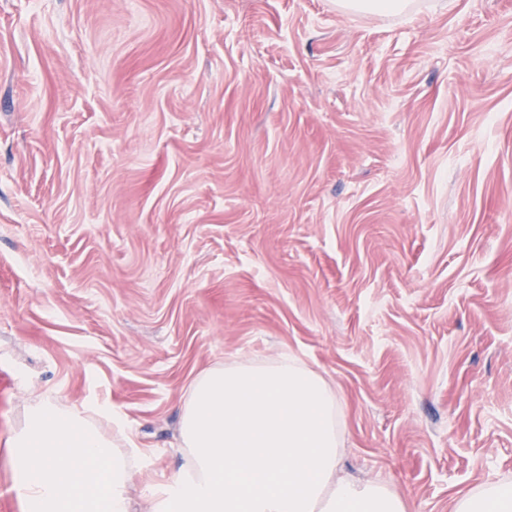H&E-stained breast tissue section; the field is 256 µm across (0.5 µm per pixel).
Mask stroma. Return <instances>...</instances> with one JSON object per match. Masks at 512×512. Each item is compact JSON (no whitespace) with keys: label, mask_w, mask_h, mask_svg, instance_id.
I'll use <instances>...</instances> for the list:
<instances>
[{"label":"stroma","mask_w":512,"mask_h":512,"mask_svg":"<svg viewBox=\"0 0 512 512\" xmlns=\"http://www.w3.org/2000/svg\"><path fill=\"white\" fill-rule=\"evenodd\" d=\"M283 352L409 512L512 481V0H0V512L32 397L158 478ZM337 2L342 9L381 13L398 12L404 7L403 1L399 0H339Z\"/></svg>","instance_id":"1"}]
</instances>
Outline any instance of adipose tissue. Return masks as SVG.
<instances>
[{
	"instance_id": "adipose-tissue-1",
	"label": "adipose tissue",
	"mask_w": 512,
	"mask_h": 512,
	"mask_svg": "<svg viewBox=\"0 0 512 512\" xmlns=\"http://www.w3.org/2000/svg\"><path fill=\"white\" fill-rule=\"evenodd\" d=\"M183 462L146 486L143 512H407L377 478L341 473L336 394L294 356L217 364L181 409ZM18 512H131L141 451L123 416L34 399L7 441ZM453 512H512V482Z\"/></svg>"
}]
</instances>
